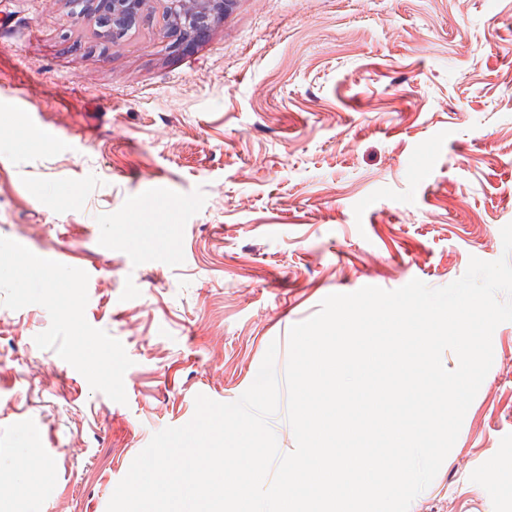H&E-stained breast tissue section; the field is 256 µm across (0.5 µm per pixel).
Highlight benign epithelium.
<instances>
[{"instance_id": "7a95c632", "label": "benign epithelium", "mask_w": 512, "mask_h": 512, "mask_svg": "<svg viewBox=\"0 0 512 512\" xmlns=\"http://www.w3.org/2000/svg\"><path fill=\"white\" fill-rule=\"evenodd\" d=\"M96 16L97 40L109 44L124 37L144 20L146 0H90ZM158 12L152 16L155 33L162 38L174 35L182 43L206 33L211 24L224 21L231 0H157Z\"/></svg>"}]
</instances>
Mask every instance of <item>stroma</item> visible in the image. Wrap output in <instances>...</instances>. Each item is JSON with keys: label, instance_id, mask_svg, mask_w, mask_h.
I'll return each instance as SVG.
<instances>
[{"label": "stroma", "instance_id": "35a3bbf8", "mask_svg": "<svg viewBox=\"0 0 512 512\" xmlns=\"http://www.w3.org/2000/svg\"><path fill=\"white\" fill-rule=\"evenodd\" d=\"M78 8L0 0V512H107L324 297L446 286L512 223V0H234L190 47ZM492 344L414 512H512V321Z\"/></svg>", "mask_w": 512, "mask_h": 512}]
</instances>
